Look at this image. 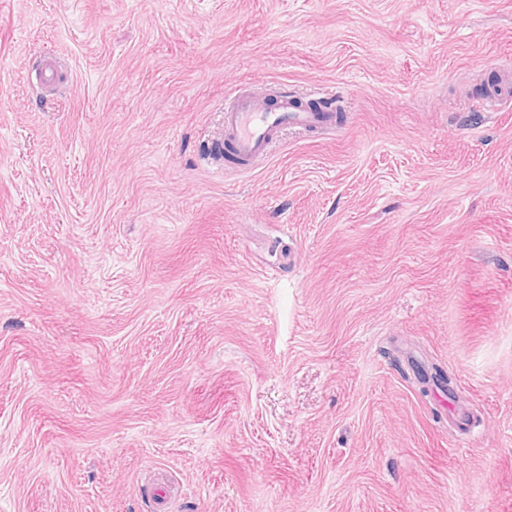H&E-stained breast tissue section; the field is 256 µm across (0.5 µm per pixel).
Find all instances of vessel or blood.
Listing matches in <instances>:
<instances>
[{
	"instance_id": "1",
	"label": "vessel or blood",
	"mask_w": 512,
	"mask_h": 512,
	"mask_svg": "<svg viewBox=\"0 0 512 512\" xmlns=\"http://www.w3.org/2000/svg\"><path fill=\"white\" fill-rule=\"evenodd\" d=\"M327 108L313 110L299 103L288 93L277 94L274 101L258 98L237 89L224 102V143L228 145L240 170L252 169L266 158L284 131L316 132L331 129L340 116L330 101L331 94H324ZM512 103V87L503 86L497 94L476 102L475 110L487 114L501 111Z\"/></svg>"
}]
</instances>
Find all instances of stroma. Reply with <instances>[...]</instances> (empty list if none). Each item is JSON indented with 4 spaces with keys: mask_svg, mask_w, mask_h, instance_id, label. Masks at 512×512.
<instances>
[{
    "mask_svg": "<svg viewBox=\"0 0 512 512\" xmlns=\"http://www.w3.org/2000/svg\"><path fill=\"white\" fill-rule=\"evenodd\" d=\"M509 60L512 0H0V512H512ZM243 84L342 123L237 172ZM510 101H512V90L510 83H506L500 92L474 103L472 108L479 112L493 114V112H500Z\"/></svg>",
    "mask_w": 512,
    "mask_h": 512,
    "instance_id": "35a3bbf8",
    "label": "stroma"
}]
</instances>
